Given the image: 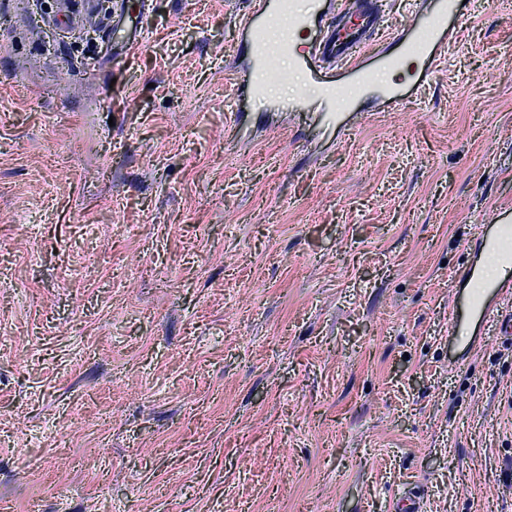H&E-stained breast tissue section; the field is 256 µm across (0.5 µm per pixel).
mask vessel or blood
Here are the masks:
<instances>
[{
	"mask_svg": "<svg viewBox=\"0 0 512 512\" xmlns=\"http://www.w3.org/2000/svg\"><path fill=\"white\" fill-rule=\"evenodd\" d=\"M323 10V0H309L304 9L298 0H252L238 20L251 58L249 69L240 78L243 88L250 94L262 95L271 74V62L285 55L292 59L295 70L308 73L319 82L321 95L327 100H335L337 90L331 81L323 79L322 66L333 63L353 75L348 87L351 97L378 88L389 100L399 102L397 88L405 77L417 74L427 82L441 71L448 47L457 38L460 0H431L425 12L415 13L408 24L409 36L403 50L385 56L376 70L360 67L356 54L377 29V12L361 10L353 21L336 24L331 31L311 38L310 32ZM482 242L489 252L512 264L511 224L499 225L495 234L483 235ZM511 301V280L483 283L454 310V333L464 334L467 317L476 315L484 322L495 323L499 334L511 335L512 310L507 307Z\"/></svg>",
	"mask_w": 512,
	"mask_h": 512,
	"instance_id": "1",
	"label": "vessel or blood"
}]
</instances>
